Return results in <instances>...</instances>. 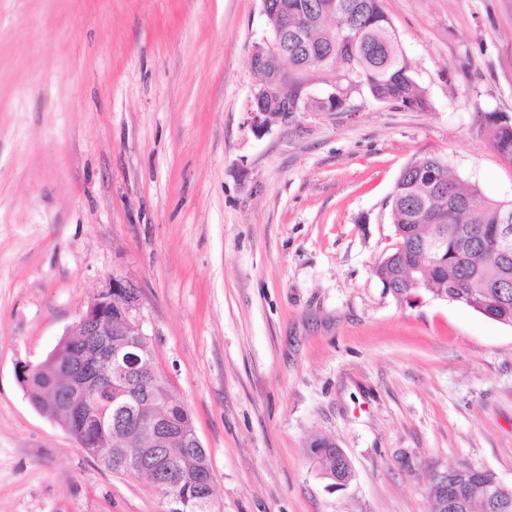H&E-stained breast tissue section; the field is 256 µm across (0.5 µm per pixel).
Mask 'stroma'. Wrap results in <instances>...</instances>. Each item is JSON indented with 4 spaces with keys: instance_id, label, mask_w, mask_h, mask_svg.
<instances>
[{
    "instance_id": "35a3bbf8",
    "label": "stroma",
    "mask_w": 512,
    "mask_h": 512,
    "mask_svg": "<svg viewBox=\"0 0 512 512\" xmlns=\"http://www.w3.org/2000/svg\"><path fill=\"white\" fill-rule=\"evenodd\" d=\"M429 107L367 86L255 132L261 0H0V512H166L17 378L113 281L207 451L216 512H430L431 470L512 487V326L376 264L390 195L436 155L512 200V0H382ZM333 439L353 478L309 453ZM489 139L492 147L512 164V121L509 118H495L490 123Z\"/></svg>"
}]
</instances>
